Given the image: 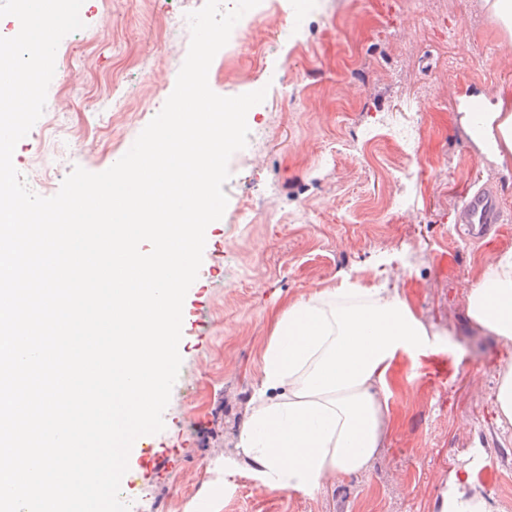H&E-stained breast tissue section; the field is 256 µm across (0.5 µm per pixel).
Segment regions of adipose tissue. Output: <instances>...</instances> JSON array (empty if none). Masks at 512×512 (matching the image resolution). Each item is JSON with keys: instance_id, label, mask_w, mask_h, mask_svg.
Returning <instances> with one entry per match:
<instances>
[{"instance_id": "adipose-tissue-1", "label": "adipose tissue", "mask_w": 512, "mask_h": 512, "mask_svg": "<svg viewBox=\"0 0 512 512\" xmlns=\"http://www.w3.org/2000/svg\"><path fill=\"white\" fill-rule=\"evenodd\" d=\"M462 122L483 152L512 167V112L487 99ZM466 314L512 341V252L469 286ZM430 347L407 303L385 288H339L289 304L263 354V395L241 432V455L277 489L312 491L366 471L382 446L393 363Z\"/></svg>"}]
</instances>
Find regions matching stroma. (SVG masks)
Masks as SVG:
<instances>
[{
  "label": "stroma",
  "mask_w": 512,
  "mask_h": 512,
  "mask_svg": "<svg viewBox=\"0 0 512 512\" xmlns=\"http://www.w3.org/2000/svg\"><path fill=\"white\" fill-rule=\"evenodd\" d=\"M299 0H267L247 57L216 54L210 88L253 90L282 77L248 112L258 137L229 161L228 204L206 236L185 302L207 315L184 329L182 365L152 437L162 462L133 493L134 512H442L447 498L512 512V425L497 421L507 344L468 319L482 266L512 251V173L461 122L484 95L512 110V49L484 0H314L293 39ZM197 0H111L62 39L71 62L13 163L55 195L74 166L116 163L172 93L190 31L170 19ZM424 117L412 156L391 124ZM496 187L504 221L488 244L463 235L462 202ZM397 289L435 347L392 368L387 438L368 471L310 493L254 479L237 444L263 377L277 315L343 284ZM445 369L435 374L433 359Z\"/></svg>",
  "instance_id": "35a3bbf8"
}]
</instances>
